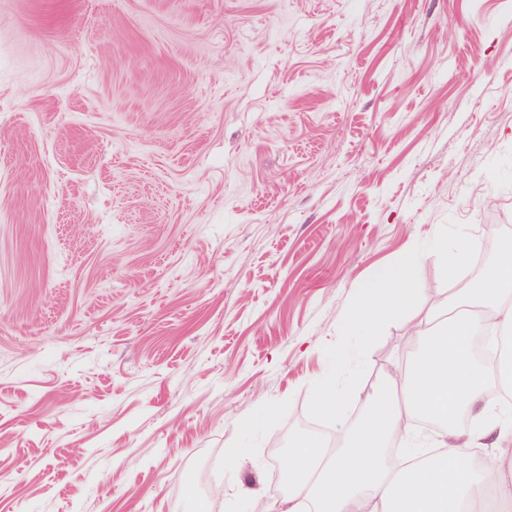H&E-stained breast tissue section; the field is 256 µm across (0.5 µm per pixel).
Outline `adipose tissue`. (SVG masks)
I'll use <instances>...</instances> for the list:
<instances>
[{"label": "adipose tissue", "instance_id": "1", "mask_svg": "<svg viewBox=\"0 0 512 512\" xmlns=\"http://www.w3.org/2000/svg\"><path fill=\"white\" fill-rule=\"evenodd\" d=\"M490 244L495 263L473 286L459 276L469 267L472 238L437 242L456 286L421 320L413 350L394 370L367 388L317 385L315 414L340 418L352 402L364 413L334 447L306 436L292 441L290 485L274 512H512V392L490 398L496 370L478 362L469 345L485 331L496 342L512 334V239ZM419 291V263L408 251L362 285L340 335L370 340L404 317ZM421 416L439 422L436 449L411 450L385 465L383 448L412 434L411 422Z\"/></svg>", "mask_w": 512, "mask_h": 512}]
</instances>
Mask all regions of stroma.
<instances>
[{
  "label": "stroma",
  "instance_id": "stroma-1",
  "mask_svg": "<svg viewBox=\"0 0 512 512\" xmlns=\"http://www.w3.org/2000/svg\"><path fill=\"white\" fill-rule=\"evenodd\" d=\"M489 224L512 0H0V512L274 501L313 386L408 350ZM408 249L415 308L339 340Z\"/></svg>",
  "mask_w": 512,
  "mask_h": 512
}]
</instances>
